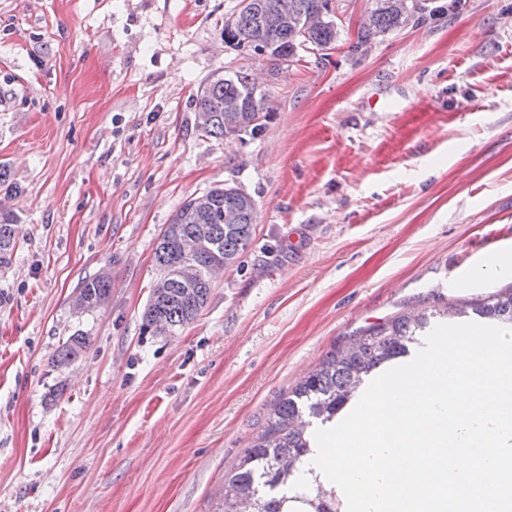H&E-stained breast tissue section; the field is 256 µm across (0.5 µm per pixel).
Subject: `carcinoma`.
<instances>
[{
  "label": "carcinoma",
  "instance_id": "cac0c4a2",
  "mask_svg": "<svg viewBox=\"0 0 512 512\" xmlns=\"http://www.w3.org/2000/svg\"><path fill=\"white\" fill-rule=\"evenodd\" d=\"M331 0H241L239 9L224 19V43L237 50L241 45L276 44L270 57L288 60L298 50L316 49L336 41L338 28ZM376 7L361 23L354 50L368 46L386 34L414 26L440 11L425 0H375ZM250 75L242 70L216 75L198 89V127L214 137L261 131L270 113H260L250 98ZM198 198L187 199L157 238L154 261L158 277L143 312L146 331L174 335L193 322L212 294L208 267L221 261L237 264L254 240L255 201L244 190L216 186ZM15 216L0 212V265L9 263L17 246ZM197 238L206 250L186 258L182 243ZM195 268L194 287L186 286L184 268ZM74 302L86 312L103 306L112 295V274L99 271L77 285ZM512 324V285L479 303L461 302L430 313L404 314L357 332L346 344L333 347L320 363L270 408L261 426L233 467L224 472V485L215 506L208 512H288L291 478L301 458L309 452L308 429L331 421L355 396L365 378L403 356L426 335L438 320L468 314ZM86 346L83 336H71L58 350L62 362L78 358ZM303 512H339L334 489L313 484L301 498Z\"/></svg>",
  "mask_w": 512,
  "mask_h": 512
}]
</instances>
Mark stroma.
Wrapping results in <instances>:
<instances>
[{
  "instance_id": "35a3bbf8",
  "label": "stroma",
  "mask_w": 512,
  "mask_h": 512,
  "mask_svg": "<svg viewBox=\"0 0 512 512\" xmlns=\"http://www.w3.org/2000/svg\"><path fill=\"white\" fill-rule=\"evenodd\" d=\"M326 55L272 66L224 43L239 0H0V512H208L279 396L360 329L483 298L463 256L512 235V0L439 11L365 54L375 0H334ZM271 117L197 128L212 75ZM229 184L256 204L239 264L173 336L144 332L156 238ZM112 296L75 313L81 280ZM86 337L58 364L68 337ZM15 216L10 212H0V265H8L17 246L14 237ZM74 306L80 302L84 312L103 306L112 295V274L108 270L86 276L77 285Z\"/></svg>"
}]
</instances>
